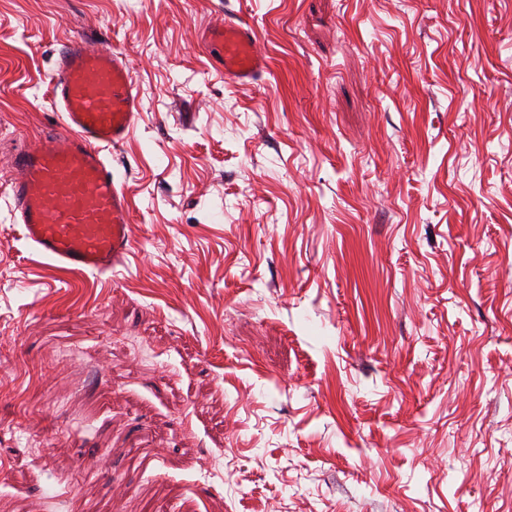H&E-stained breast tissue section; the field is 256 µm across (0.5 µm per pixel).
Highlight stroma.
I'll return each mask as SVG.
<instances>
[{
	"instance_id": "obj_1",
	"label": "stroma",
	"mask_w": 512,
	"mask_h": 512,
	"mask_svg": "<svg viewBox=\"0 0 512 512\" xmlns=\"http://www.w3.org/2000/svg\"><path fill=\"white\" fill-rule=\"evenodd\" d=\"M75 38L141 101L105 275L8 208ZM0 512H512V0H0ZM204 39L211 60L232 83L253 85L269 68L254 28L241 19L226 16L223 24L205 28Z\"/></svg>"
}]
</instances>
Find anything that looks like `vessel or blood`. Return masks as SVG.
I'll use <instances>...</instances> for the list:
<instances>
[{"instance_id": "vessel-or-blood-1", "label": "vessel or blood", "mask_w": 512, "mask_h": 512, "mask_svg": "<svg viewBox=\"0 0 512 512\" xmlns=\"http://www.w3.org/2000/svg\"><path fill=\"white\" fill-rule=\"evenodd\" d=\"M204 39L232 83L255 84L269 68L254 28L241 19L206 27ZM50 93L58 125L17 144L9 207L41 258L106 273L127 254L132 225L127 193L102 150L128 139L138 91L120 54L80 38L60 51Z\"/></svg>"}]
</instances>
